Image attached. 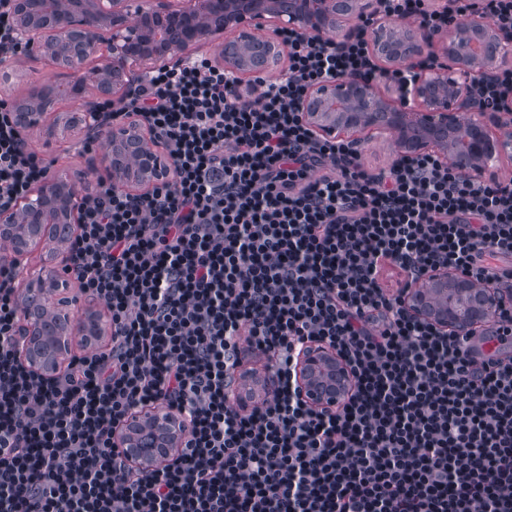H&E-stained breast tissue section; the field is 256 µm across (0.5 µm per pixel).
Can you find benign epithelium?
<instances>
[{"label": "benign epithelium", "instance_id": "obj_1", "mask_svg": "<svg viewBox=\"0 0 512 512\" xmlns=\"http://www.w3.org/2000/svg\"><path fill=\"white\" fill-rule=\"evenodd\" d=\"M379 0H11L15 31L31 56L51 58L69 71L107 52L102 76L75 83L67 98L78 104L57 118L70 133L92 130L95 108L85 101L88 85L100 99L123 100L134 76L166 64L175 53L210 46L225 68L251 78L257 70L282 72L285 47L275 31L294 28L313 38L355 35L362 18L376 16ZM472 20L430 33L415 23L377 21L369 34L383 73L430 58L411 86L379 88L378 81L342 77L314 86L300 109L325 137L385 129L399 151L430 153L474 181L486 179V159L512 155V133L500 114L479 108L471 81L494 75L512 59V33L493 25L482 0H473ZM51 100L29 98L12 105L11 120L23 131L43 127ZM100 166L120 189L141 193L172 176L170 158L136 122L108 127ZM77 190L62 171L36 185L11 209L0 212V240L15 254L46 241L65 248L79 223ZM68 281L40 277L20 288L16 347L28 366L55 372L74 339L91 345L106 329L93 306L76 316L75 300L64 296ZM491 285H480L442 269L408 289L405 306L418 319L456 334H470L502 303ZM296 379L311 404L332 408L351 382L348 370L325 346L302 352ZM186 435L180 416L158 407L138 413L113 436L116 447L141 467H154L181 448Z\"/></svg>", "mask_w": 512, "mask_h": 512}]
</instances>
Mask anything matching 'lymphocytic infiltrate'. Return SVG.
<instances>
[{
	"label": "lymphocytic infiltrate",
	"instance_id": "f902f5d3",
	"mask_svg": "<svg viewBox=\"0 0 512 512\" xmlns=\"http://www.w3.org/2000/svg\"><path fill=\"white\" fill-rule=\"evenodd\" d=\"M471 6L381 0L432 31ZM279 38L288 68L254 78L252 97L198 57L99 104L102 125L142 122L174 163L146 193L101 177L82 199L63 270L106 311L104 346L52 377L29 371L18 272L0 264V512H512V355L475 364L466 337L404 308L440 267L512 291V267L496 268L512 256V180L475 183L431 154L366 167L358 141L318 135L299 110L323 80L378 76L364 34ZM473 94L512 108V66ZM9 111L0 103V211L50 170ZM314 343L352 376L333 410L298 389ZM252 362L277 393L243 407ZM158 404L189 429L144 470L112 435Z\"/></svg>",
	"mask_w": 512,
	"mask_h": 512
}]
</instances>
